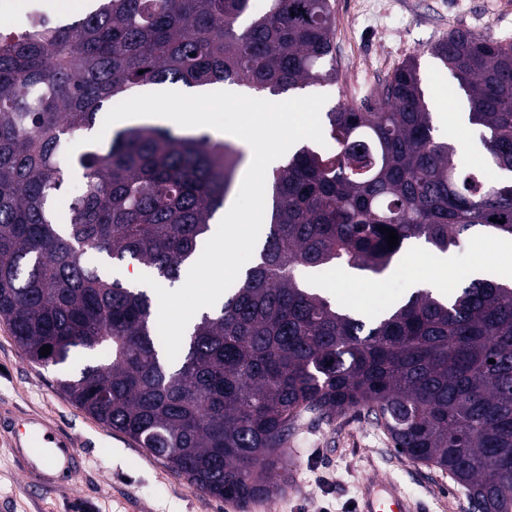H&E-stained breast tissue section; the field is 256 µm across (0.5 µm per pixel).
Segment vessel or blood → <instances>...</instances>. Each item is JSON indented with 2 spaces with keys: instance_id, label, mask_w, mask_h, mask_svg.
Listing matches in <instances>:
<instances>
[{
  "instance_id": "b4317fda",
  "label": "vessel or blood",
  "mask_w": 512,
  "mask_h": 512,
  "mask_svg": "<svg viewBox=\"0 0 512 512\" xmlns=\"http://www.w3.org/2000/svg\"><path fill=\"white\" fill-rule=\"evenodd\" d=\"M0 440L12 450L21 473L31 485L53 489L77 477L83 456L75 441L43 418L15 411L0 413ZM358 512H414L400 486L371 480L361 487Z\"/></svg>"
}]
</instances>
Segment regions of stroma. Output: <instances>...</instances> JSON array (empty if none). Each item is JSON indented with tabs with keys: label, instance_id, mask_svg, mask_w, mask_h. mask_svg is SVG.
Segmentation results:
<instances>
[{
	"label": "stroma",
	"instance_id": "35a3bbf8",
	"mask_svg": "<svg viewBox=\"0 0 512 512\" xmlns=\"http://www.w3.org/2000/svg\"><path fill=\"white\" fill-rule=\"evenodd\" d=\"M338 84L308 87L325 94L327 107L340 96L352 103L377 98L386 79L406 59L416 58L427 96L448 101L450 117L436 123L439 137H478L460 125L463 96L431 46L453 28L512 38V0H332ZM434 249L413 265L391 266L371 279L356 275L357 287L380 288L389 306L401 304L418 279H434ZM450 285L466 284L474 265L498 278L497 258L487 240L471 233L451 249ZM21 409L52 421L76 438L86 458L82 473L57 489L31 490L10 448L0 443V512H353L361 484L369 478L398 483L416 512H469L463 490L437 468L397 452L384 427L365 413L350 411L320 423L301 419L286 445V470L279 491L247 507L220 502L189 484L163 461L122 433L106 428L57 388L52 368L30 363L9 328L0 323V410Z\"/></svg>",
	"mask_w": 512,
	"mask_h": 512
}]
</instances>
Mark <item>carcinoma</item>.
I'll list each match as a JSON object with an SVG mask.
<instances>
[{"label": "carcinoma", "mask_w": 512, "mask_h": 512, "mask_svg": "<svg viewBox=\"0 0 512 512\" xmlns=\"http://www.w3.org/2000/svg\"><path fill=\"white\" fill-rule=\"evenodd\" d=\"M334 35L331 0H266L261 13L252 0H103L34 34L0 25V322L80 410L215 499L276 492L299 417L364 410L397 451L448 473L470 512H512V287L417 291L368 323L302 280L334 266L381 275L412 240L446 252L473 228L512 238V40L456 29L431 47L481 127L480 170L434 135L412 57L379 99L327 112L336 153L302 147L273 169L258 260L174 361L151 297L87 259L176 281L240 159L207 132L151 125L67 158L112 101L167 82L256 98L337 83ZM78 352L92 360L73 372Z\"/></svg>", "instance_id": "1"}]
</instances>
